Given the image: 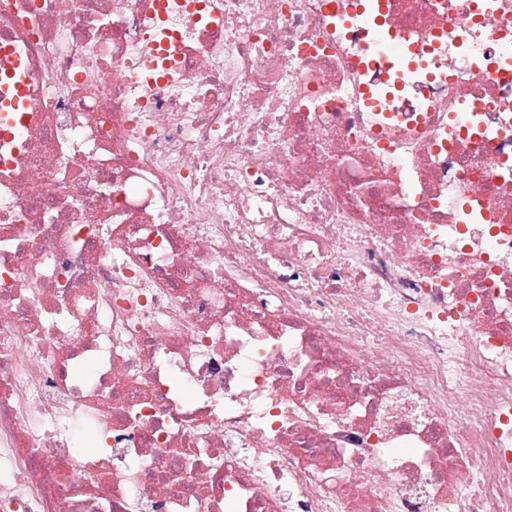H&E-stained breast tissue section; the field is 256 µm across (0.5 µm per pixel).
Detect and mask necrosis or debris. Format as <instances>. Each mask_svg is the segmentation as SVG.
<instances>
[{
    "instance_id": "necrosis-or-debris-1",
    "label": "necrosis or debris",
    "mask_w": 512,
    "mask_h": 512,
    "mask_svg": "<svg viewBox=\"0 0 512 512\" xmlns=\"http://www.w3.org/2000/svg\"><path fill=\"white\" fill-rule=\"evenodd\" d=\"M384 21L0 0V512H512V0ZM358 1V11H365L374 26H370L367 53L357 60V65L360 68L379 66L385 72L384 85L362 87V105L369 112H390L385 103L403 91L407 76L423 65L425 54L439 43L442 34L437 32L425 42L417 41L411 34L396 37L380 25L384 0Z\"/></svg>"
}]
</instances>
